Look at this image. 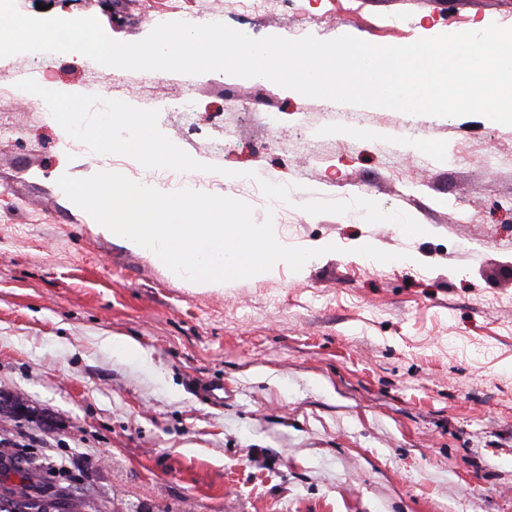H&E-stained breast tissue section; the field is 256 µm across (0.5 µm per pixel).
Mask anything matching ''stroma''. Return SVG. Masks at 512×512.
<instances>
[{"label":"stroma","instance_id":"obj_1","mask_svg":"<svg viewBox=\"0 0 512 512\" xmlns=\"http://www.w3.org/2000/svg\"><path fill=\"white\" fill-rule=\"evenodd\" d=\"M17 6L97 18L121 42L153 15L206 8L256 39L402 46L512 26V0H272L249 16L225 0ZM45 67L82 98L121 83L118 111L153 113L165 142L218 172L208 193L273 215L283 245L333 252L213 290L92 231L62 175L151 184L157 171L64 147L28 96ZM139 77L77 53L0 59L13 89L0 97V391L31 409L0 430V453L49 465L84 512H512V126L365 106L357 126L328 124L342 104L228 74L197 75L194 112L166 114L154 98L187 75ZM421 141L447 158L420 157ZM353 197L379 213H351ZM362 244L409 259L370 261ZM198 379L223 381V406Z\"/></svg>","mask_w":512,"mask_h":512}]
</instances>
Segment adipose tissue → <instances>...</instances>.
<instances>
[{"label":"adipose tissue","mask_w":512,"mask_h":512,"mask_svg":"<svg viewBox=\"0 0 512 512\" xmlns=\"http://www.w3.org/2000/svg\"><path fill=\"white\" fill-rule=\"evenodd\" d=\"M120 125L122 131L117 135L108 125L86 129L85 134L102 150L132 155L150 167L195 170L204 164L201 157L184 154L164 143L152 113H122Z\"/></svg>","instance_id":"1"}]
</instances>
